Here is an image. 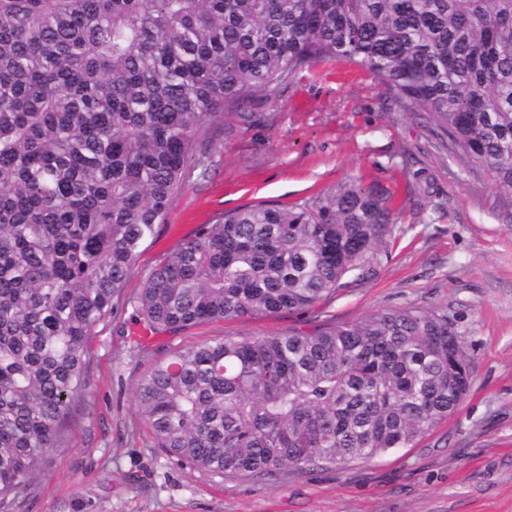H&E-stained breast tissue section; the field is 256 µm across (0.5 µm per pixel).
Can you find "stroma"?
Masks as SVG:
<instances>
[{
  "label": "stroma",
  "mask_w": 512,
  "mask_h": 512,
  "mask_svg": "<svg viewBox=\"0 0 512 512\" xmlns=\"http://www.w3.org/2000/svg\"><path fill=\"white\" fill-rule=\"evenodd\" d=\"M248 109L268 123L216 136L207 175L191 174L90 339L91 386L66 441L0 512H512V210L359 62L317 64ZM347 181L391 196L397 213L390 257L369 277L312 311L209 322L174 337L138 316L148 274L204 225L241 208L288 209ZM405 307L447 310L474 364L462 404L416 447L267 480L205 476L153 448L135 390L170 347Z\"/></svg>",
  "instance_id": "obj_1"
}]
</instances>
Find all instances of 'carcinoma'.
Instances as JSON below:
<instances>
[{
    "instance_id": "cac0c4a2",
    "label": "carcinoma",
    "mask_w": 512,
    "mask_h": 512,
    "mask_svg": "<svg viewBox=\"0 0 512 512\" xmlns=\"http://www.w3.org/2000/svg\"><path fill=\"white\" fill-rule=\"evenodd\" d=\"M367 66L512 200V0H0V506L89 387L88 345L227 119L328 59ZM388 197L354 182L240 209L150 272L155 334L311 311L386 257ZM448 311L175 346L141 378L153 447L205 475L368 461L466 398Z\"/></svg>"
}]
</instances>
